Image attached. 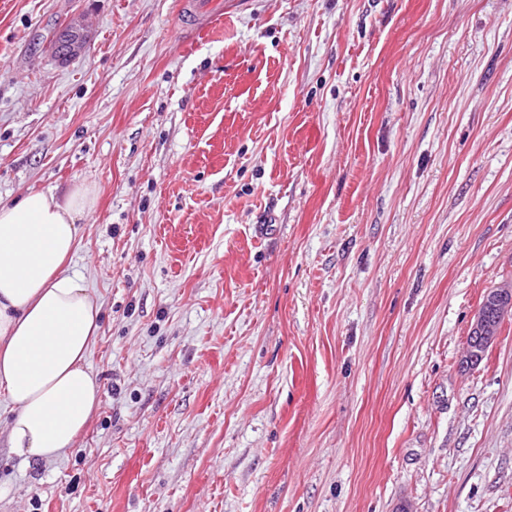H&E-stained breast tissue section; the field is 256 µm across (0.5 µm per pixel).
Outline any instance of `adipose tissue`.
Masks as SVG:
<instances>
[{"label":"adipose tissue","instance_id":"1","mask_svg":"<svg viewBox=\"0 0 512 512\" xmlns=\"http://www.w3.org/2000/svg\"><path fill=\"white\" fill-rule=\"evenodd\" d=\"M94 202V187L82 184L0 203V395L16 407L7 442L26 464L74 448L99 403L87 357L101 306L65 268Z\"/></svg>","mask_w":512,"mask_h":512}]
</instances>
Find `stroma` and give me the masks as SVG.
Listing matches in <instances>:
<instances>
[{"instance_id": "35a3bbf8", "label": "stroma", "mask_w": 512, "mask_h": 512, "mask_svg": "<svg viewBox=\"0 0 512 512\" xmlns=\"http://www.w3.org/2000/svg\"><path fill=\"white\" fill-rule=\"evenodd\" d=\"M0 0V201L94 185L100 402L0 512H512V0ZM83 22L84 51L51 42ZM244 0H181L180 13L187 38H194L210 30L224 19V12L233 6L242 5ZM482 306L480 307V310ZM478 311L470 330V343L467 345L466 353L461 360V366L466 369H474L480 362L482 352L492 343L495 335V322L497 319L491 311ZM504 314L498 315V326Z\"/></svg>"}]
</instances>
